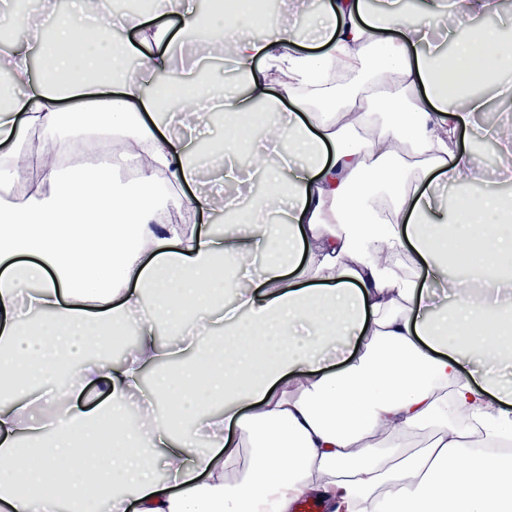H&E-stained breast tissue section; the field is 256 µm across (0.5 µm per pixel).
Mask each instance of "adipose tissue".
<instances>
[{
  "instance_id": "adipose-tissue-1",
  "label": "adipose tissue",
  "mask_w": 512,
  "mask_h": 512,
  "mask_svg": "<svg viewBox=\"0 0 512 512\" xmlns=\"http://www.w3.org/2000/svg\"><path fill=\"white\" fill-rule=\"evenodd\" d=\"M184 2L166 0L183 30L230 37L248 76L232 95L194 92L172 67L181 36L146 15L125 38L108 9L25 23L0 7L25 42L0 60V189L29 175L0 206V512H291L306 496L344 512H512V452L448 425L453 401L490 440L512 438V384L489 374L512 365V303L474 295L512 286V200L476 190L465 143L477 113L512 112L494 0H468L444 44L430 33L453 0H325L301 26L262 0ZM130 56L169 74L164 93L122 78ZM390 78L397 91L375 97ZM204 109L237 118L222 152L229 174L263 182L250 206L213 209L197 188L202 140L172 130ZM36 132L131 141L119 158L137 176L115 182L108 159L47 165ZM384 141L423 162L397 178ZM382 180L387 205L370 193ZM161 194L234 224L159 223ZM132 326L138 352L104 359ZM170 358L154 391L173 408L146 407L140 425L126 400ZM90 391L95 406L76 409ZM34 404L60 407L56 423L31 425Z\"/></svg>"
}]
</instances>
